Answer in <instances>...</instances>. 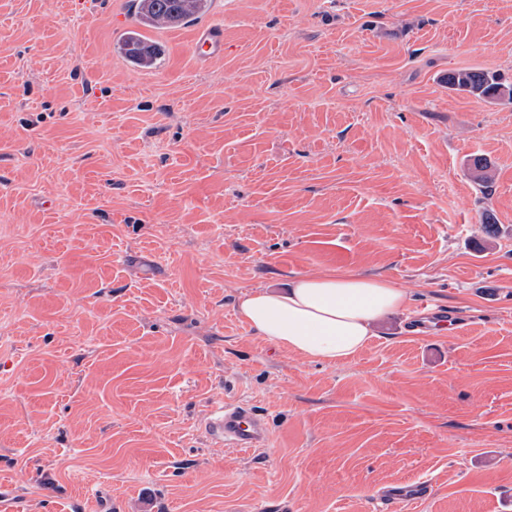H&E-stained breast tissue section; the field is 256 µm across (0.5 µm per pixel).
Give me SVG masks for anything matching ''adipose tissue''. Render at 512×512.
<instances>
[{
	"mask_svg": "<svg viewBox=\"0 0 512 512\" xmlns=\"http://www.w3.org/2000/svg\"><path fill=\"white\" fill-rule=\"evenodd\" d=\"M408 302V293L385 277L328 271L254 290L243 295L238 311L285 351L336 363L361 351L379 322Z\"/></svg>",
	"mask_w": 512,
	"mask_h": 512,
	"instance_id": "1",
	"label": "adipose tissue"
}]
</instances>
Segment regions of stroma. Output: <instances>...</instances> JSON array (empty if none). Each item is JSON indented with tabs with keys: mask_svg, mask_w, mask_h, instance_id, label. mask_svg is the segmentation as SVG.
Returning <instances> with one entry per match:
<instances>
[{
	"mask_svg": "<svg viewBox=\"0 0 512 512\" xmlns=\"http://www.w3.org/2000/svg\"><path fill=\"white\" fill-rule=\"evenodd\" d=\"M135 26L0 0V505L381 512L424 480L399 512H512V104L442 80L512 83V0H211L148 69ZM332 270L410 295L345 361L236 309ZM242 401L266 447L207 435ZM193 48L199 60L220 56L224 52V36L217 29L203 30L197 34ZM120 48L136 66L151 68L164 54L161 44L150 40L140 30H129L123 35ZM448 88L483 99L512 103V84L501 82L494 73L481 69H460L443 78ZM432 486L424 482H410L395 488L386 489L382 494V511L392 512V506L398 502H415L426 498Z\"/></svg>",
	"mask_w": 512,
	"mask_h": 512,
	"instance_id": "35a3bbf8",
	"label": "stroma"
}]
</instances>
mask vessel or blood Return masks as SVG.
<instances>
[{"instance_id": "b4317fda", "label": "vessel or blood", "mask_w": 512, "mask_h": 512, "mask_svg": "<svg viewBox=\"0 0 512 512\" xmlns=\"http://www.w3.org/2000/svg\"><path fill=\"white\" fill-rule=\"evenodd\" d=\"M195 55L200 60L219 56L224 51V36L221 31L207 29L198 33L193 44ZM209 437L225 446L241 449H256L266 442L268 427L262 417L245 402L224 404L217 407L206 421ZM431 484L410 482L384 491L382 512H392L394 504L415 502L426 498Z\"/></svg>"}]
</instances>
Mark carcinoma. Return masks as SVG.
<instances>
[{"mask_svg":"<svg viewBox=\"0 0 512 512\" xmlns=\"http://www.w3.org/2000/svg\"><path fill=\"white\" fill-rule=\"evenodd\" d=\"M209 0H136L138 30L123 35L120 48L136 66L151 68L164 54L161 44L145 36L147 29L184 26L208 9ZM448 88L483 99L512 103V84L501 82L495 74L481 69H460L444 76Z\"/></svg>","mask_w":512,"mask_h":512,"instance_id":"carcinoma-1","label":"carcinoma"}]
</instances>
